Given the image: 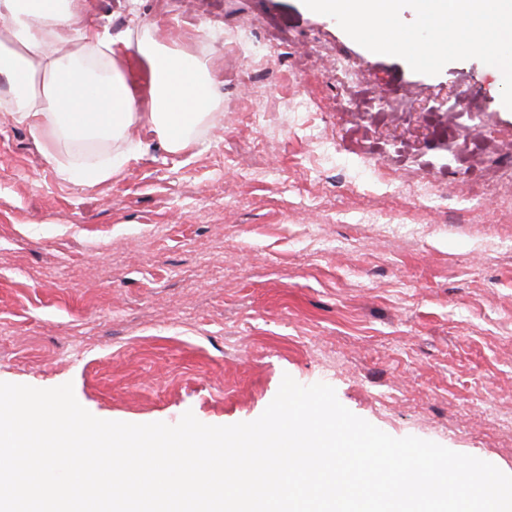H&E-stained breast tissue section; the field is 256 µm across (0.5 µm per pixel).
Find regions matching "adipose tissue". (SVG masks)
Masks as SVG:
<instances>
[{
  "mask_svg": "<svg viewBox=\"0 0 512 512\" xmlns=\"http://www.w3.org/2000/svg\"><path fill=\"white\" fill-rule=\"evenodd\" d=\"M152 31L135 13L113 32L87 0H0V119L26 128L59 177L78 185L118 174L150 139L185 152L224 110L212 53ZM131 49L151 74L143 99L123 69Z\"/></svg>",
  "mask_w": 512,
  "mask_h": 512,
  "instance_id": "obj_1",
  "label": "adipose tissue"
}]
</instances>
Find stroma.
Listing matches in <instances>:
<instances>
[{
    "label": "stroma",
    "mask_w": 512,
    "mask_h": 512,
    "mask_svg": "<svg viewBox=\"0 0 512 512\" xmlns=\"http://www.w3.org/2000/svg\"><path fill=\"white\" fill-rule=\"evenodd\" d=\"M139 9L160 39L219 49L224 112L187 152L150 142L93 185L0 121V382L72 383L104 420L230 425L288 375L392 437L512 474L501 71L414 72L301 0Z\"/></svg>",
    "instance_id": "1"
}]
</instances>
